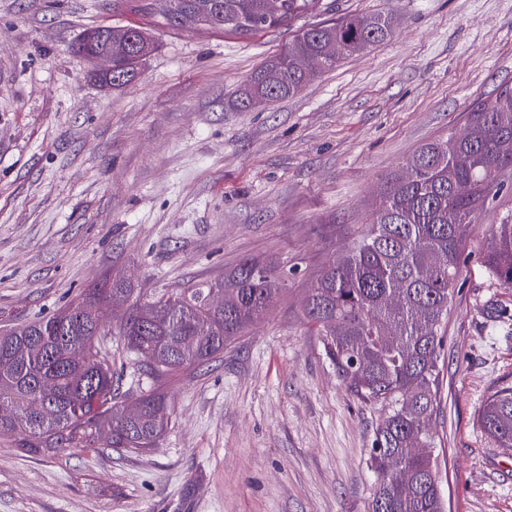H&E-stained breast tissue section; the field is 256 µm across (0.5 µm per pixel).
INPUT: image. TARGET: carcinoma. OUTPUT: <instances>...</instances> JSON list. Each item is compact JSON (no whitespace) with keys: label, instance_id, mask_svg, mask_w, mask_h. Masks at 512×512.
Here are the masks:
<instances>
[{"label":"carcinoma","instance_id":"obj_1","mask_svg":"<svg viewBox=\"0 0 512 512\" xmlns=\"http://www.w3.org/2000/svg\"><path fill=\"white\" fill-rule=\"evenodd\" d=\"M165 23L175 29H219L240 36L288 26L319 0H165ZM389 15L349 14L301 29L249 77L233 108L251 100L273 104L297 94L344 58L389 39ZM112 38L149 39L134 26L112 27ZM310 59L306 72L294 59ZM143 58L113 64L129 84ZM464 137L426 143L409 159L407 180L394 175L380 186L368 229L339 252L316 278L305 315L327 357L359 398L384 403L369 465L377 476L368 512H446L429 421L443 324L467 259L468 228L496 198L512 169V89L478 99L466 112ZM470 184L458 195L454 184ZM483 263L512 288V221L494 225ZM277 267L241 261L223 280L194 288L144 294L121 278L86 289L46 319L0 331V437L36 455L65 450L126 448L146 452L164 437L171 411L163 382L207 363L251 323L263 318L281 291ZM224 308L210 307L212 294ZM131 301L117 335L134 356L139 379L122 392L106 348L105 314L112 297ZM490 437L512 443V387L494 393L480 412Z\"/></svg>","mask_w":512,"mask_h":512}]
</instances>
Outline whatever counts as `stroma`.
I'll list each match as a JSON object with an SVG mask.
<instances>
[{"instance_id": "1", "label": "stroma", "mask_w": 512, "mask_h": 512, "mask_svg": "<svg viewBox=\"0 0 512 512\" xmlns=\"http://www.w3.org/2000/svg\"><path fill=\"white\" fill-rule=\"evenodd\" d=\"M386 14L393 36L296 95L245 112L250 74L300 28ZM135 24L156 42L120 89L70 49ZM512 87V0H320L239 37L167 27L134 0H0V328L48 317L103 276L144 292L285 278L265 318L166 384L175 422L148 452L34 455L0 439V512H367L386 406L351 393L304 312L366 228L386 177ZM512 181L469 228L430 422L448 512H512V446L479 412L512 387V288L484 267Z\"/></svg>"}]
</instances>
